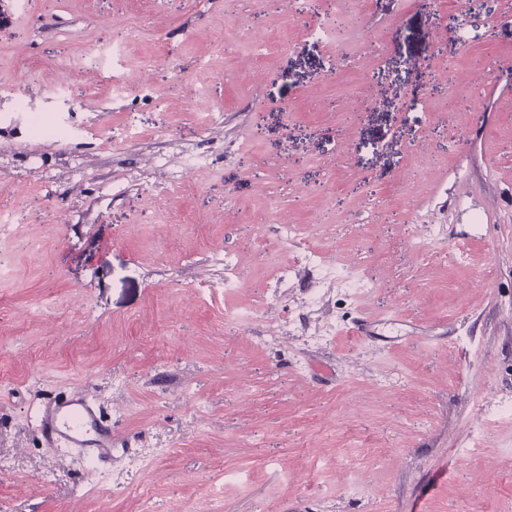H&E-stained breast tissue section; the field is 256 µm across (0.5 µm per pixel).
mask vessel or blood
<instances>
[{
	"instance_id": "b4317fda",
	"label": "vessel or blood",
	"mask_w": 512,
	"mask_h": 512,
	"mask_svg": "<svg viewBox=\"0 0 512 512\" xmlns=\"http://www.w3.org/2000/svg\"><path fill=\"white\" fill-rule=\"evenodd\" d=\"M48 441L65 440L72 448H90L95 459L108 457L112 448V428L87 400L55 402L41 418Z\"/></svg>"
}]
</instances>
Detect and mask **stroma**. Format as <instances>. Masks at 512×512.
<instances>
[{
	"label": "stroma",
	"mask_w": 512,
	"mask_h": 512,
	"mask_svg": "<svg viewBox=\"0 0 512 512\" xmlns=\"http://www.w3.org/2000/svg\"><path fill=\"white\" fill-rule=\"evenodd\" d=\"M508 60L512 0H0V109L68 130L0 124V512H512ZM282 224L370 291L275 296ZM41 429L46 440H65L71 448H92V459L102 460L112 448V427L87 400L55 402L42 416Z\"/></svg>",
	"instance_id": "1"
}]
</instances>
